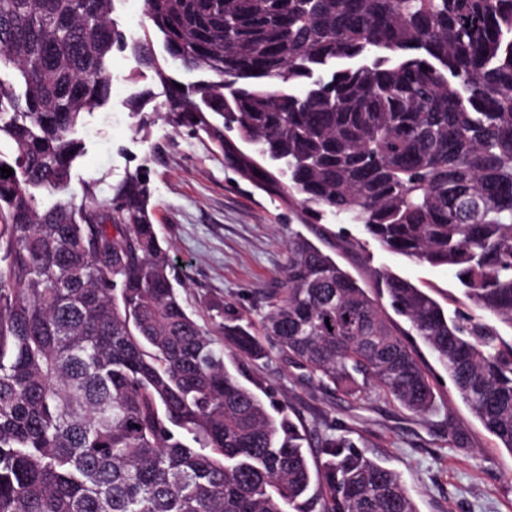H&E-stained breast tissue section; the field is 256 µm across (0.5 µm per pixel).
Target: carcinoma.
I'll list each match as a JSON object with an SVG mask.
<instances>
[{
  "label": "carcinoma",
  "instance_id": "carcinoma-1",
  "mask_svg": "<svg viewBox=\"0 0 512 512\" xmlns=\"http://www.w3.org/2000/svg\"><path fill=\"white\" fill-rule=\"evenodd\" d=\"M115 2L0 0V512H416L348 431L321 435L311 469L288 407L271 413L227 369L224 343L254 360L265 345L232 306H212L220 342L183 304L148 160L107 200L73 189L115 51L154 72L164 121L302 223L342 215L455 271L480 314L451 317L392 272L376 288L512 453L496 326L512 327V0H142L160 57L127 41ZM264 307L301 378L433 409L410 344L305 236Z\"/></svg>",
  "mask_w": 512,
  "mask_h": 512
}]
</instances>
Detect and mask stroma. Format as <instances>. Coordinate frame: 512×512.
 <instances>
[{
    "label": "stroma",
    "mask_w": 512,
    "mask_h": 512,
    "mask_svg": "<svg viewBox=\"0 0 512 512\" xmlns=\"http://www.w3.org/2000/svg\"><path fill=\"white\" fill-rule=\"evenodd\" d=\"M112 73L111 103L87 116L81 132L86 154L73 184L96 180L105 199L112 184L151 158L153 222L179 264L184 303L214 337L222 335L209 309L215 301L233 304L260 329L261 298L279 286L288 240L297 232L311 240L324 232L321 248L363 287L374 288V271L386 269L448 313L470 310L454 270L390 252L341 216L327 213L320 224L302 223L296 211L227 166L209 141L167 125L159 116L161 87L130 53L113 55ZM142 92L147 98L140 112H130L127 99ZM410 342L435 393L434 409L423 417L375 391L357 400L299 380L274 350L255 361L228 347L224 362L244 385H258L265 403L288 406L307 430L332 424L361 435L366 455L401 475L418 512H512V454L483 428L429 349L418 337Z\"/></svg>",
    "instance_id": "obj_1"
}]
</instances>
